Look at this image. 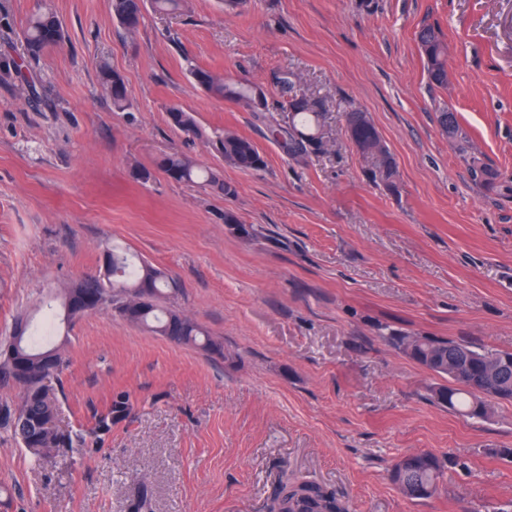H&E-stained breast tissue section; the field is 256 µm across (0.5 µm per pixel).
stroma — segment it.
<instances>
[{"label":"stroma","mask_w":512,"mask_h":512,"mask_svg":"<svg viewBox=\"0 0 512 512\" xmlns=\"http://www.w3.org/2000/svg\"><path fill=\"white\" fill-rule=\"evenodd\" d=\"M51 9L65 32L27 68L35 90L0 78V333L19 314L39 328L42 296L130 248L172 276L175 306L223 337L230 361L142 331L107 310L67 329L57 421L91 426L113 393L133 408L75 464H34L0 432L10 512H266L282 474L309 478L352 512H512V405L470 420L430 399L436 377L389 331L512 351V196L480 190L435 120L449 106L477 156L512 173V0H188L144 6L134 34L111 0H0V53L18 55L30 17ZM445 35L450 83L430 88L415 33ZM120 72L117 112L100 63ZM197 65L267 84L288 69L326 104L325 154L289 156L265 124L211 98ZM190 109L216 136L232 129L262 171L225 165L173 128ZM368 112L393 153L400 191L374 186L345 134ZM179 151L234 194L178 184L160 170ZM148 168V182L137 178ZM264 229L247 239L225 211ZM457 456L427 499L390 479L399 457Z\"/></svg>","instance_id":"1"}]
</instances>
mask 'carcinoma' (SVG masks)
I'll return each instance as SVG.
<instances>
[{
    "label": "carcinoma",
    "mask_w": 512,
    "mask_h": 512,
    "mask_svg": "<svg viewBox=\"0 0 512 512\" xmlns=\"http://www.w3.org/2000/svg\"><path fill=\"white\" fill-rule=\"evenodd\" d=\"M143 0H112V12L118 24L129 34L134 33L142 17ZM54 31L65 38L56 15L43 10L28 22L22 35L26 54L38 57L47 48V34ZM417 41L426 64L430 83L437 88L448 86V43L441 30L433 25L422 26ZM192 79L208 95L219 101L233 102L266 122L273 138L290 155L325 154L330 139L326 136L322 99L299 93L295 89L296 75L281 69L275 72L279 100L272 104L267 89L251 81L226 79L210 70L195 66L189 70ZM101 82L112 98L118 112L130 107L125 79L106 62L100 64ZM0 75L31 80L23 73L22 65L10 54L0 57ZM170 125L182 132L203 136L192 112L182 106L168 111ZM441 131L448 136L459 157L468 167L475 185L498 195L512 196V174H502L484 164L474 152L469 133L459 124L456 113L449 107L436 112ZM345 130L356 149L370 180L391 194L399 193L397 163L382 141L369 114L352 109L345 113ZM207 144L221 157L224 164L241 171L262 170L266 162L256 144L248 137L226 130ZM159 167L167 177L182 184H202L226 195L234 188L225 183L218 172L200 167L189 156L171 152L163 156ZM224 224L232 234L257 237L261 229L245 226L232 211L224 212ZM175 291L172 278L160 268L117 246L106 251L103 271L86 276L63 289L56 298L61 302L99 297L103 308L156 335L175 337L179 345L200 349L205 354L229 359L224 352V339L212 335L202 324L187 317L179 309L166 305ZM54 331L49 325L40 336L25 332L22 337L12 333L0 342V387L20 389L18 402L0 400V429L10 433L20 447L37 462L58 458L61 448L86 446L83 429L68 430L62 435L41 433L38 421L44 415L59 412V391L44 400L34 402L30 391L48 379L60 382L68 363L66 343L50 344L46 337ZM391 343L417 364L430 370L442 380L431 390L432 400L471 419L489 417L499 403L512 404V352L477 347L463 341L432 336H389ZM26 413L24 424L10 421L13 411ZM130 397L125 392L113 394L108 407L94 416L91 434L95 442L105 439L112 425L124 420L131 412ZM466 464L455 458H440L433 453H412L398 459L390 478L397 489L410 499L433 496L445 469ZM269 512H349L336 492L311 480L284 477L274 486Z\"/></svg>",
    "instance_id": "obj_1"
}]
</instances>
